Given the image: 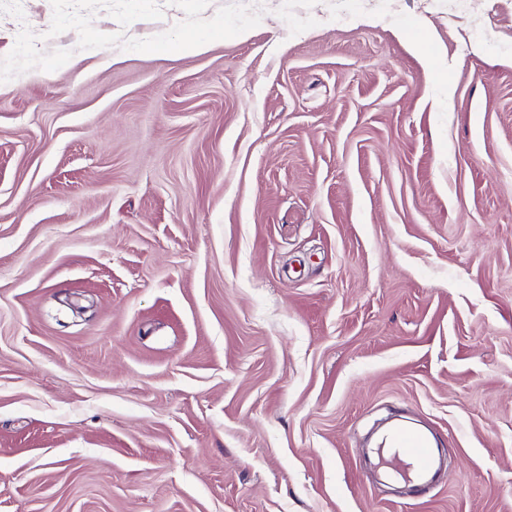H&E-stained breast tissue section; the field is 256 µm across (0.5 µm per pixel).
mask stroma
<instances>
[{
  "label": "stroma",
  "mask_w": 512,
  "mask_h": 512,
  "mask_svg": "<svg viewBox=\"0 0 512 512\" xmlns=\"http://www.w3.org/2000/svg\"><path fill=\"white\" fill-rule=\"evenodd\" d=\"M0 512H512V0H0ZM391 466L383 467L392 478L401 479L414 488L426 487L435 477L438 448L420 429L403 423H393L384 432L378 445Z\"/></svg>",
  "instance_id": "stroma-1"
}]
</instances>
